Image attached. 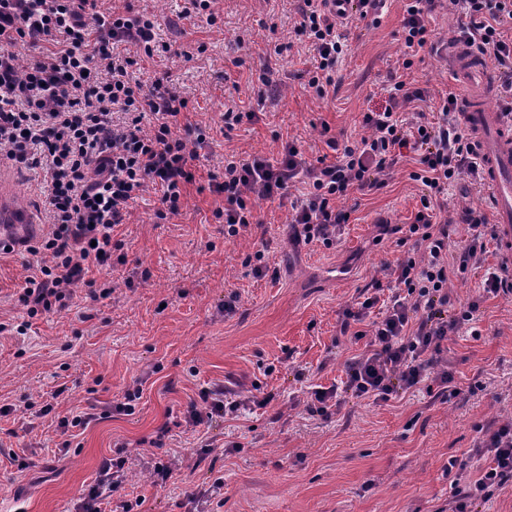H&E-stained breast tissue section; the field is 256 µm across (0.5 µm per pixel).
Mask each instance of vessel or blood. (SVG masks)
Wrapping results in <instances>:
<instances>
[{"label":"vessel or blood","mask_w":512,"mask_h":512,"mask_svg":"<svg viewBox=\"0 0 512 512\" xmlns=\"http://www.w3.org/2000/svg\"><path fill=\"white\" fill-rule=\"evenodd\" d=\"M451 63L461 83L471 91L497 84L494 70L482 66L477 54L454 53ZM462 117L479 143L484 194L503 240L509 245L506 255L512 260V119L472 95ZM36 225V218L26 206L0 184V245L33 238Z\"/></svg>","instance_id":"1"}]
</instances>
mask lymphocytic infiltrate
Masks as SVG:
<instances>
[{"mask_svg":"<svg viewBox=\"0 0 512 512\" xmlns=\"http://www.w3.org/2000/svg\"><path fill=\"white\" fill-rule=\"evenodd\" d=\"M105 0H0V150L32 170L44 201L48 230L24 242L31 255L16 301L28 318L69 311L76 296L93 302L112 294L109 270L124 264L116 231L131 216L143 192L156 195L154 217L179 215L187 188L196 184L195 154L188 142L206 145L210 134L189 120L190 99L170 73L144 83L135 72L147 58L169 52L159 41L154 14ZM445 0H405L400 35L410 70L419 52L433 43L432 20ZM460 21L453 43L489 57L500 72L497 98L512 113V0H452ZM383 0H296V36L314 52L308 86L324 98L336 84V64L346 48L353 19L375 17ZM36 54L20 63L18 51ZM428 93L395 80L383 109L364 113L363 136L353 142L328 139L330 155L309 159L288 141L278 157H230L223 174H208L213 216L224 235L251 234L259 218L256 197L289 201L288 217L297 240L325 248L340 243L350 219L340 205L351 194L385 187L406 152L416 153L410 178L424 188L408 224H389L403 252L387 265L384 280L373 281L341 314L340 334L359 349L345 364L340 383L309 385L307 410L324 418L339 413L347 398L378 405L423 392L442 402L460 390L439 356L449 337L475 330L480 306L490 298L512 297V266H488L489 253H501V231L487 211L450 210V188L483 184L482 166L471 131L461 119L455 94L443 96L433 113L415 110ZM300 186L299 199L288 190ZM466 236L452 237L457 225ZM476 273L475 297L452 298V277ZM274 391L251 396L215 383L199 392L186 416L188 426L210 425L238 410L264 408L277 401ZM468 452L481 460L477 474L449 460L454 471L448 512H473L512 486V422H489ZM123 453L104 458L93 484L79 496V512H107L114 505L132 512L118 493L127 479Z\"/></svg>","mask_w":512,"mask_h":512,"instance_id":"lymphocytic-infiltrate-1","label":"lymphocytic infiltrate"}]
</instances>
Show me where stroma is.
Listing matches in <instances>:
<instances>
[{
    "label": "stroma",
    "mask_w": 512,
    "mask_h": 512,
    "mask_svg": "<svg viewBox=\"0 0 512 512\" xmlns=\"http://www.w3.org/2000/svg\"><path fill=\"white\" fill-rule=\"evenodd\" d=\"M153 12L158 33L174 55L142 64L144 77L169 72L187 92L191 121L219 122L224 107L260 111L199 151L200 173H222L230 155H274L297 140L310 158L326 153L322 125L338 139L357 138L363 112L381 107L390 74L404 53L399 35L403 0H387L378 21L354 23L338 67L336 91L320 99L305 90L312 51L293 33L294 0H216V25L183 19L185 0H134ZM457 15L444 7L433 22L435 48L421 52L410 79L428 89L430 102L459 91L444 55ZM205 52H198V45ZM266 76L275 102L258 104L252 84ZM404 159L386 187L353 194L341 243L294 245L287 207L257 198L263 222L253 237L228 239L213 217L210 193L190 191L178 216L158 222L154 192L144 193L121 228L126 265L112 272L116 288L99 303L77 299L70 311L35 320L27 335H0V402L14 405L0 418V499L22 501L26 512H76L79 494L100 460L123 444L131 456L123 499L141 500L134 512H185L186 495L214 477L224 479L223 500L208 512H437L450 495L444 472L450 458H464L479 425L512 420V298L486 301L479 336L449 337L441 355L464 388L444 403L423 392L373 405L347 400L330 419L310 416L298 400L306 382L330 386L355 352L333 344L338 314L357 300L386 264L400 255L382 238L381 219L409 223L421 185ZM278 278L248 275L245 257L256 241ZM30 257L0 258V320L22 321L15 295ZM147 281H124L134 270ZM237 294V311L224 314V299ZM308 372L307 381L294 376ZM235 383L276 389L281 403L254 408L195 430L183 427L202 387ZM481 383V390L467 388ZM142 386L133 414H112L71 437L68 450L54 417H38L33 402L64 388L59 413L102 410L126 390ZM162 447H155V440ZM212 451L198 456L200 442ZM231 452H224L226 443ZM24 449L30 468L18 470L8 449ZM178 456L174 484L154 486V459Z\"/></svg>",
    "instance_id": "1"
}]
</instances>
